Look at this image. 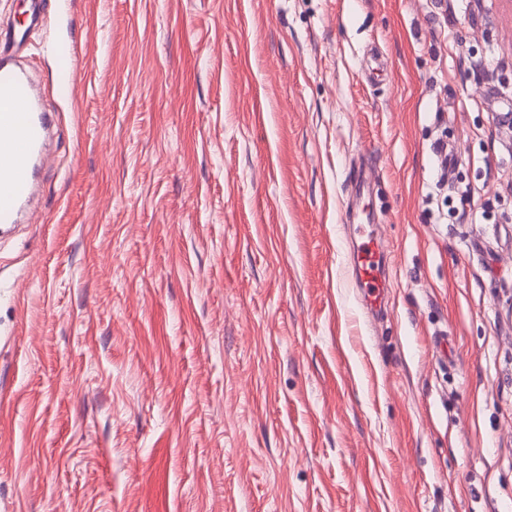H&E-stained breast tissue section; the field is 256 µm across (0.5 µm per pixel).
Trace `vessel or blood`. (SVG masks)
<instances>
[{
    "label": "vessel or blood",
    "mask_w": 512,
    "mask_h": 512,
    "mask_svg": "<svg viewBox=\"0 0 512 512\" xmlns=\"http://www.w3.org/2000/svg\"><path fill=\"white\" fill-rule=\"evenodd\" d=\"M50 118L36 111L30 83L12 60L0 58V224L18 223L27 210L35 163L42 156ZM356 286L368 307L384 298L386 252L378 236L366 235L353 257Z\"/></svg>",
    "instance_id": "b4317fda"
}]
</instances>
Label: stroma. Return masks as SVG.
<instances>
[{"label": "stroma", "mask_w": 512, "mask_h": 512, "mask_svg": "<svg viewBox=\"0 0 512 512\" xmlns=\"http://www.w3.org/2000/svg\"><path fill=\"white\" fill-rule=\"evenodd\" d=\"M28 9L0 43L55 126L0 232V512H512V0ZM353 261L356 269V287L364 294L367 307L377 308L384 298L386 252L378 235L367 233L357 246Z\"/></svg>", "instance_id": "obj_1"}]
</instances>
